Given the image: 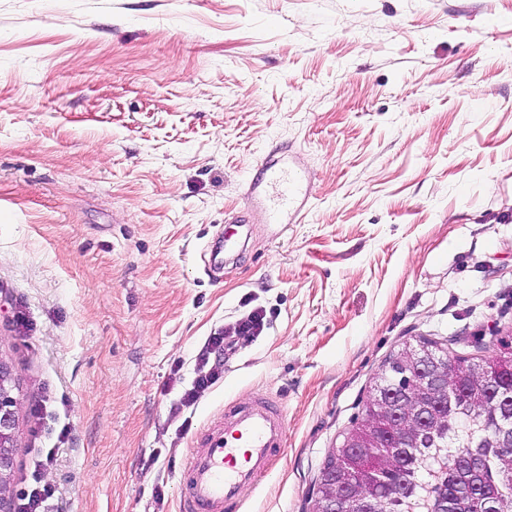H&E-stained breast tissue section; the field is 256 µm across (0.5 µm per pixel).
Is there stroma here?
Wrapping results in <instances>:
<instances>
[{
	"label": "stroma",
	"instance_id": "stroma-1",
	"mask_svg": "<svg viewBox=\"0 0 512 512\" xmlns=\"http://www.w3.org/2000/svg\"><path fill=\"white\" fill-rule=\"evenodd\" d=\"M285 162L283 228L246 183ZM422 338L512 344V0H0V352L46 512H180L204 425L258 395L288 455L242 512H306ZM305 178L297 170L288 166V171L280 166H270L264 173L263 186L272 188L283 206V214L287 216V224L289 221H298L302 204L305 198L304 191ZM289 218V219H288ZM263 316L256 312L249 315L246 319L239 321L230 331L217 336H211L205 343L201 353L200 361L204 364L209 362L211 355H217L224 351V347L228 344L227 339L236 336H257L263 331Z\"/></svg>",
	"mask_w": 512,
	"mask_h": 512
}]
</instances>
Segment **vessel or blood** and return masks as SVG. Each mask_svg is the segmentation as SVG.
Segmentation results:
<instances>
[{"mask_svg": "<svg viewBox=\"0 0 512 512\" xmlns=\"http://www.w3.org/2000/svg\"><path fill=\"white\" fill-rule=\"evenodd\" d=\"M305 178L295 169L270 166L262 180L289 220H298ZM288 431L283 410L266 398L231 401L208 424L200 447L182 467L181 512H241L246 493L285 458Z\"/></svg>", "mask_w": 512, "mask_h": 512, "instance_id": "1", "label": "vessel or blood"}]
</instances>
